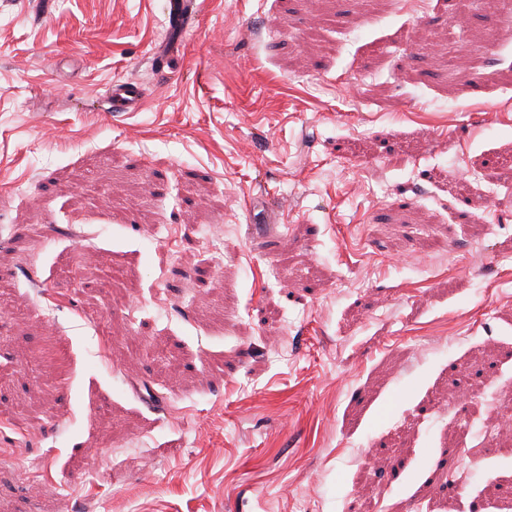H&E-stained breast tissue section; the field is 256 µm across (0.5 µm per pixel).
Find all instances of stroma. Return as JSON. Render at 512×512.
<instances>
[{
  "label": "stroma",
  "instance_id": "1",
  "mask_svg": "<svg viewBox=\"0 0 512 512\" xmlns=\"http://www.w3.org/2000/svg\"><path fill=\"white\" fill-rule=\"evenodd\" d=\"M164 3L0 0V512H500L512 12ZM169 30L187 31L195 17V1L167 0ZM143 101L139 82L127 79L112 83L110 103L113 112H137Z\"/></svg>",
  "mask_w": 512,
  "mask_h": 512
}]
</instances>
